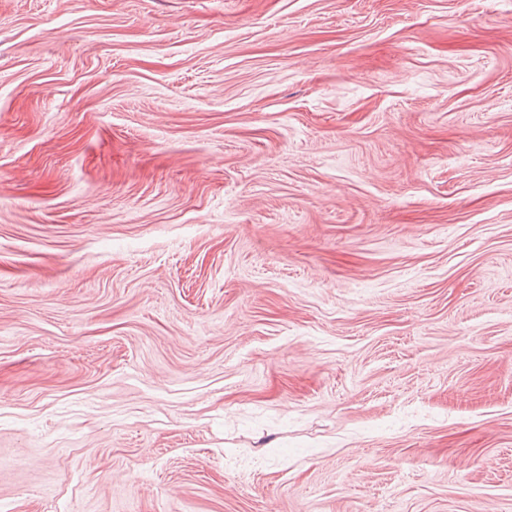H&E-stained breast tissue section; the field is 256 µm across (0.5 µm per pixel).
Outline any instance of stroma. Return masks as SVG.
Returning a JSON list of instances; mask_svg holds the SVG:
<instances>
[{
    "mask_svg": "<svg viewBox=\"0 0 512 512\" xmlns=\"http://www.w3.org/2000/svg\"><path fill=\"white\" fill-rule=\"evenodd\" d=\"M0 512H512V0H0Z\"/></svg>",
    "mask_w": 512,
    "mask_h": 512,
    "instance_id": "obj_1",
    "label": "stroma"
}]
</instances>
